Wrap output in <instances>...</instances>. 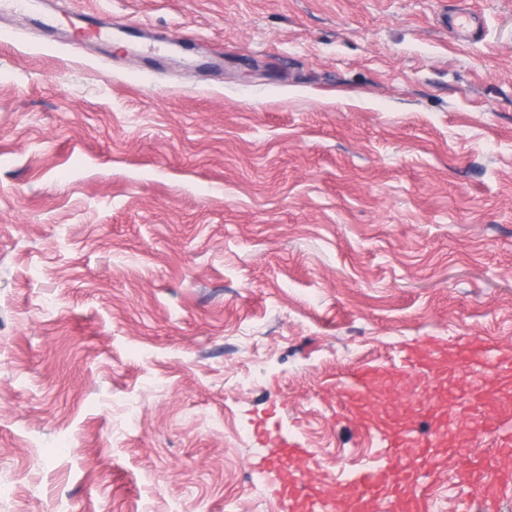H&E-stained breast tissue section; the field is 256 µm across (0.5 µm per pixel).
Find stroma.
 Wrapping results in <instances>:
<instances>
[{
	"label": "stroma",
	"mask_w": 512,
	"mask_h": 512,
	"mask_svg": "<svg viewBox=\"0 0 512 512\" xmlns=\"http://www.w3.org/2000/svg\"><path fill=\"white\" fill-rule=\"evenodd\" d=\"M472 5L0 11V512H281L271 440L376 464L351 365L512 357V0ZM450 10L439 14L440 25L468 42L480 41L485 37L486 27L482 15L468 7L467 0H453ZM455 368L468 370L473 364H482L491 370L488 379L497 376L507 363L501 357L491 354V349L483 342H472L457 349L453 357L448 361Z\"/></svg>",
	"instance_id": "obj_1"
}]
</instances>
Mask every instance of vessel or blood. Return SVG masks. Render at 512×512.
Here are the masks:
<instances>
[{
  "instance_id": "vessel-or-blood-1",
  "label": "vessel or blood",
  "mask_w": 512,
  "mask_h": 512,
  "mask_svg": "<svg viewBox=\"0 0 512 512\" xmlns=\"http://www.w3.org/2000/svg\"><path fill=\"white\" fill-rule=\"evenodd\" d=\"M440 25L469 42L482 40L486 27L482 15L469 7L468 0H454L452 9L438 17ZM452 366L466 370L474 364L488 367L499 374L505 367L503 358L492 355L488 345L472 342L457 349L450 360ZM414 364L413 357L400 360L393 379L403 388L406 404L390 414L392 433L388 439L389 451L375 467L356 474L344 483L342 492L330 490L329 481L322 476L309 459L308 452L298 442L279 440L266 457L270 472L279 477L275 490L290 512H427L424 487L419 480L417 464L429 465L439 475L445 466L435 462V449L448 444V429L459 424L461 431L484 438L490 448L492 463L512 457V422L502 418L500 404L489 398L477 414L456 418L448 412L440 399L439 388H432L427 405L413 399L405 380ZM375 368H358L351 372L343 395L348 404L373 389ZM469 483L483 503H500L512 498V485L491 480L481 472L470 477Z\"/></svg>"
}]
</instances>
